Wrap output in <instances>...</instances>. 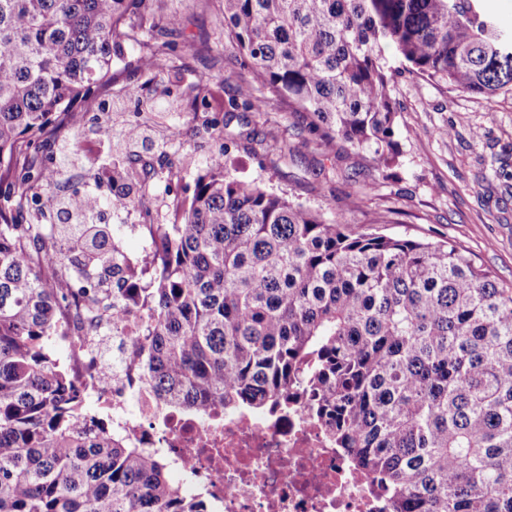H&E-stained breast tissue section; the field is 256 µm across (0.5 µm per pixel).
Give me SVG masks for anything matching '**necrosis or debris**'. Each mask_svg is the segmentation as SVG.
<instances>
[{"mask_svg":"<svg viewBox=\"0 0 512 512\" xmlns=\"http://www.w3.org/2000/svg\"><path fill=\"white\" fill-rule=\"evenodd\" d=\"M84 305L80 296L62 304L55 337L68 348L75 389L111 410L131 443L171 458L217 512H380L374 479L350 469L304 401L275 414L172 412L144 385L138 363L113 373Z\"/></svg>","mask_w":512,"mask_h":512,"instance_id":"1","label":"necrosis or debris"}]
</instances>
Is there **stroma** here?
<instances>
[{
    "mask_svg": "<svg viewBox=\"0 0 512 512\" xmlns=\"http://www.w3.org/2000/svg\"><path fill=\"white\" fill-rule=\"evenodd\" d=\"M158 11L180 19L173 63L149 75L124 71L101 93L112 103L106 121L116 126L137 120L138 106L125 94L129 85L149 81L162 88L156 110H167L172 96L185 107L177 116L184 129L181 143L167 157L141 161L148 171L145 205L155 223H169L173 199L191 198L197 173L223 147L229 132L237 135L238 145L226 163L238 177L327 212L346 194L372 184L362 209L349 213L351 224L362 227L372 213L396 209L379 232L450 240L494 277L512 281V96L489 101L448 93L402 73L391 85L401 147L397 177L383 179L362 167H345L319 150L299 160L288 151L267 148L271 137L290 142L299 133V121L287 108L273 103L260 114L225 111L224 102L243 70L239 59L224 49V17L215 0H159ZM221 78L227 79L226 88L217 87ZM443 128L448 136H440ZM113 144L110 135L89 133L68 164L51 158L58 169L57 195L77 188L101 199L111 196L112 177L100 160ZM172 166L179 176L171 180L167 171ZM109 222L128 257L148 256L152 243L139 211H111Z\"/></svg>",
    "mask_w": 512,
    "mask_h": 512,
    "instance_id": "obj_1",
    "label": "stroma"
}]
</instances>
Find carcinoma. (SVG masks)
Segmentation results:
<instances>
[{
  "instance_id": "cac0c4a2",
  "label": "carcinoma",
  "mask_w": 512,
  "mask_h": 512,
  "mask_svg": "<svg viewBox=\"0 0 512 512\" xmlns=\"http://www.w3.org/2000/svg\"><path fill=\"white\" fill-rule=\"evenodd\" d=\"M157 0H0V512H208L156 453L97 425L51 355L61 302L87 282L112 302L86 309L152 319L139 360L163 403L200 415L270 407L299 391L351 465L376 477L387 512H512V282L447 240L358 228L215 156L170 224L152 225L143 271L86 208H141L128 157L112 198L55 201V169L32 149L57 118L117 70L169 62L176 18ZM225 47L251 80L232 110L272 100L305 114L302 155L339 142L396 176L393 50L408 73L449 92L512 94V34L482 0H219ZM46 194L63 224H24ZM60 242L43 255L46 238Z\"/></svg>"
}]
</instances>
